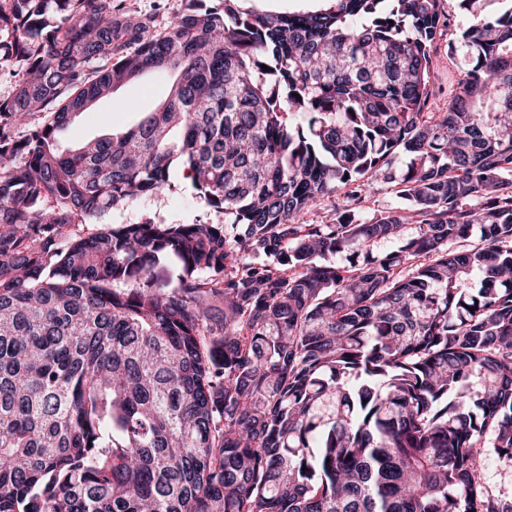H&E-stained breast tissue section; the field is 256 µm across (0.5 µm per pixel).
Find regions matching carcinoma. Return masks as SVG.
<instances>
[{
	"label": "carcinoma",
	"instance_id": "obj_1",
	"mask_svg": "<svg viewBox=\"0 0 512 512\" xmlns=\"http://www.w3.org/2000/svg\"><path fill=\"white\" fill-rule=\"evenodd\" d=\"M240 2L0 0V512H512V10L432 112L442 0ZM178 168L224 222L98 223ZM126 6L141 14L154 16L157 29L169 25L182 11L184 0H123ZM241 3L244 8L253 7L261 11L293 13L317 11L326 2L322 0H252ZM171 78L162 72L150 71L139 79L117 89L112 98L92 105L77 115L61 134L65 147L109 133L125 131L140 119L137 112H148L165 100ZM134 106V108H132ZM392 202H394V199L388 193V190L382 185L375 184L362 198L359 209L362 215L367 218L378 212V210L387 207Z\"/></svg>",
	"mask_w": 512,
	"mask_h": 512
}]
</instances>
